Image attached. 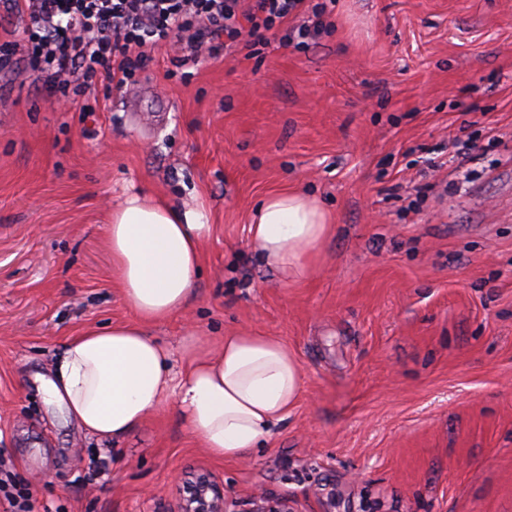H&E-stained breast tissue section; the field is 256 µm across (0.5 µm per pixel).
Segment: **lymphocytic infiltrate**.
Segmentation results:
<instances>
[{"mask_svg":"<svg viewBox=\"0 0 512 512\" xmlns=\"http://www.w3.org/2000/svg\"><path fill=\"white\" fill-rule=\"evenodd\" d=\"M325 0H0V15L20 18L21 53L0 56V73L36 76L60 102L95 86L131 82L153 51L180 44L181 80L201 48L248 33L253 45L280 31L304 50L324 29Z\"/></svg>","mask_w":512,"mask_h":512,"instance_id":"obj_1","label":"lymphocytic infiltrate"}]
</instances>
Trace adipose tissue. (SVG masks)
<instances>
[{
	"label": "adipose tissue",
	"instance_id": "ef3b65f1",
	"mask_svg": "<svg viewBox=\"0 0 512 512\" xmlns=\"http://www.w3.org/2000/svg\"><path fill=\"white\" fill-rule=\"evenodd\" d=\"M208 230L200 210L160 197L128 193L115 203L105 244L135 319L68 339L46 388L86 434L124 437L172 399L203 448L233 460L265 441L297 402L302 370L276 337L232 333L213 352L190 341L187 368L178 375L171 350L150 333V325L193 302ZM333 231L319 200L297 189L263 198L249 227L261 259L286 281L309 274L315 250Z\"/></svg>",
	"mask_w": 512,
	"mask_h": 512
}]
</instances>
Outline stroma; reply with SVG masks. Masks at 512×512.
Instances as JSON below:
<instances>
[{
	"label": "stroma",
	"mask_w": 512,
	"mask_h": 512,
	"mask_svg": "<svg viewBox=\"0 0 512 512\" xmlns=\"http://www.w3.org/2000/svg\"><path fill=\"white\" fill-rule=\"evenodd\" d=\"M298 51L155 50L121 87L62 106L0 76V458L35 512H177L205 471L291 512H512V0H335ZM317 197L335 231L283 281L249 239L264 195ZM141 190L207 214L185 327L217 350L260 330L303 388L261 447L211 456L174 404L98 444L47 401L82 329L131 319L104 247ZM109 463L106 475L92 460Z\"/></svg>",
	"instance_id": "1"
}]
</instances>
